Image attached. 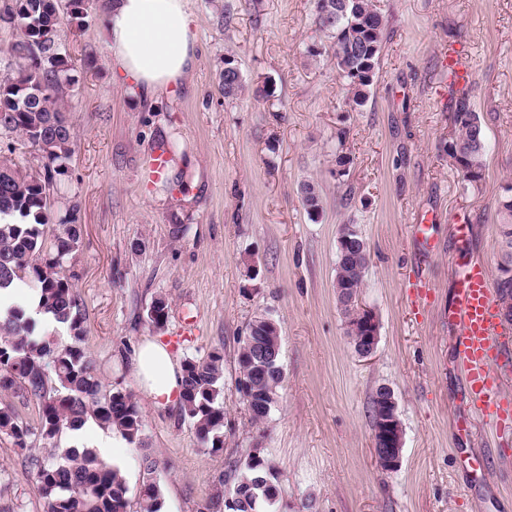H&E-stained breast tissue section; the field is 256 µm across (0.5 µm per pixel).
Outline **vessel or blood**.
Listing matches in <instances>:
<instances>
[{
    "mask_svg": "<svg viewBox=\"0 0 512 512\" xmlns=\"http://www.w3.org/2000/svg\"><path fill=\"white\" fill-rule=\"evenodd\" d=\"M443 63L452 83L469 82L473 68L465 54L445 53ZM448 323L471 416L486 422L498 435L512 434V392L505 389L496 371L502 348L499 305L485 263L470 258L457 262Z\"/></svg>",
    "mask_w": 512,
    "mask_h": 512,
    "instance_id": "vessel-or-blood-1",
    "label": "vessel or blood"
}]
</instances>
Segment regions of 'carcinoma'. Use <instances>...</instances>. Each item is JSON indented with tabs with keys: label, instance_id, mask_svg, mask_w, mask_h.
Wrapping results in <instances>:
<instances>
[{
	"label": "carcinoma",
	"instance_id": "1",
	"mask_svg": "<svg viewBox=\"0 0 512 512\" xmlns=\"http://www.w3.org/2000/svg\"><path fill=\"white\" fill-rule=\"evenodd\" d=\"M334 0H313L315 23L331 39L336 69L348 87L352 102L364 105L369 98L387 38L386 24L373 0H348L346 11L329 12ZM62 17L55 0H7L0 10V23L13 27L19 38L8 52L15 59L14 74L0 80V130L14 133L38 148L44 162L41 176L15 159L0 154V290L27 286L37 291L38 304L26 307L13 302L0 310V391L13 392L39 406L38 430L31 429L9 407H0V435L15 447L31 448V437L56 447L65 429L83 426L93 419L99 426L123 431L128 444L144 448L145 420L133 396L121 390L104 389L93 357L85 351V303L64 274L66 263L79 249L81 224L79 205H70L59 220L60 231L46 236L51 221L48 197L68 173L72 127L63 107L73 95L70 56L56 41ZM221 91L234 98L245 89L242 76L230 68L233 58H224ZM457 130L454 140L464 150V181L483 178L486 135L468 95L461 92L452 103ZM299 194L311 219L322 210L320 186L313 180L299 185ZM501 236L505 257L512 263V198L501 202ZM368 265L367 246L336 259L335 286L338 295L359 294ZM147 317L157 330L165 328L168 303L156 297ZM50 318L66 329L69 343L59 346L49 338L34 335L38 321ZM260 314L250 322L242 340L236 382H245L251 397V421L267 417L283 376L257 367V340L270 353L281 351V336L263 323ZM386 401L381 393L371 401L374 434L382 429ZM182 419L192 424L198 439L217 450L223 445L224 367L223 356L211 353L203 359L182 363ZM42 500L41 512H131L126 480L119 468L102 460L94 451L64 453L43 459L28 456ZM142 484L137 512H162L163 490L155 476L158 460L150 452L141 456ZM274 466L254 451L232 466L231 494L241 496L236 512H276L278 487L267 491L257 486L260 477L273 476Z\"/></svg>",
	"mask_w": 512,
	"mask_h": 512
}]
</instances>
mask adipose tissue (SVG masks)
<instances>
[{
  "instance_id": "adipose-tissue-1",
  "label": "adipose tissue",
  "mask_w": 512,
  "mask_h": 512,
  "mask_svg": "<svg viewBox=\"0 0 512 512\" xmlns=\"http://www.w3.org/2000/svg\"><path fill=\"white\" fill-rule=\"evenodd\" d=\"M105 21L118 83L154 95L179 86L192 71L196 38L187 0H109ZM130 363L153 406L179 403L181 369L166 345L145 340Z\"/></svg>"
}]
</instances>
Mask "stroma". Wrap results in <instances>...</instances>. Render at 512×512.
Instances as JSON below:
<instances>
[{
  "instance_id": "obj_1",
  "label": "stroma",
  "mask_w": 512,
  "mask_h": 512,
  "mask_svg": "<svg viewBox=\"0 0 512 512\" xmlns=\"http://www.w3.org/2000/svg\"><path fill=\"white\" fill-rule=\"evenodd\" d=\"M104 0L58 39L73 59L67 116L73 156L61 200L80 206L82 239L66 266L86 306V347L106 387L132 393L145 419L144 448L118 457L130 501L142 482L140 456L159 465L163 512H207L229 463L258 450L277 467L279 512H512V436L483 422L457 434L462 372L448 308L459 251L487 263L500 288V206L512 192V0H375L387 39L365 105H355L314 21L313 0H189L198 63L173 94L143 96L112 81ZM320 49L317 57L308 48ZM468 53L467 90L485 128L484 177L462 179L448 155L458 96L440 52ZM233 55L244 96L218 91ZM181 148L164 183L143 185L158 141ZM351 163L337 174L335 157ZM322 188L310 220L302 181ZM436 214L433 257L413 234L415 217ZM468 221L466 247L454 224ZM356 225L368 244L361 302L379 321L372 356L359 357L333 286L336 240ZM433 290L414 314V276ZM169 301L165 329L145 310ZM281 332L284 380L269 415L250 420L235 387L237 351L254 316ZM176 361L224 357L223 446L202 447L175 406L155 408L136 384L129 356L144 338ZM397 400L401 466L372 454L371 400L379 385ZM484 456L485 472L472 471ZM25 454L0 437V512H40Z\"/></svg>"
}]
</instances>
